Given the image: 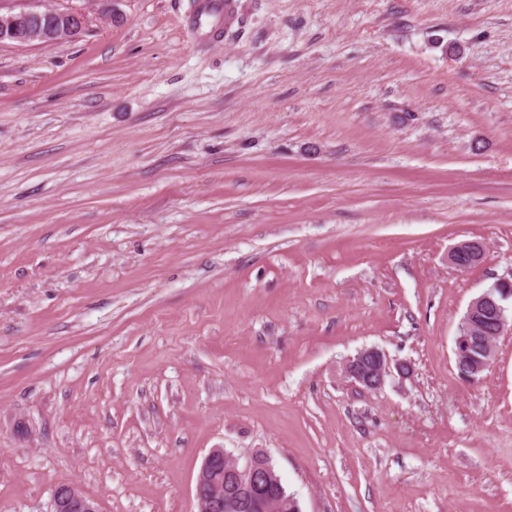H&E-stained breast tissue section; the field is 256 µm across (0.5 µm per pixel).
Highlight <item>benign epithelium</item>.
<instances>
[{
  "instance_id": "7a95c632",
  "label": "benign epithelium",
  "mask_w": 512,
  "mask_h": 512,
  "mask_svg": "<svg viewBox=\"0 0 512 512\" xmlns=\"http://www.w3.org/2000/svg\"><path fill=\"white\" fill-rule=\"evenodd\" d=\"M85 26V17L76 11H66L44 4V0H25L19 10L0 11V41L19 44L51 45L79 36ZM479 260L483 248L476 241L455 245L449 252L450 263L460 272L469 269L459 259L462 252ZM512 293L494 287L484 291L469 305L462 318L455 340V359L473 364L469 352L470 334L481 320V315L491 313L497 318L498 332L504 333L509 326V301ZM406 363L392 362L386 351L371 347L358 352L345 364V374L367 390L381 388L386 379L397 371L407 375ZM258 489H267L277 496L283 495L281 478L275 475L270 457L261 453L241 464L222 448L212 449L204 458L195 486V497L202 512H247L251 496ZM54 512H97L94 503L86 500L81 490L66 484L56 487L53 495Z\"/></svg>"
}]
</instances>
